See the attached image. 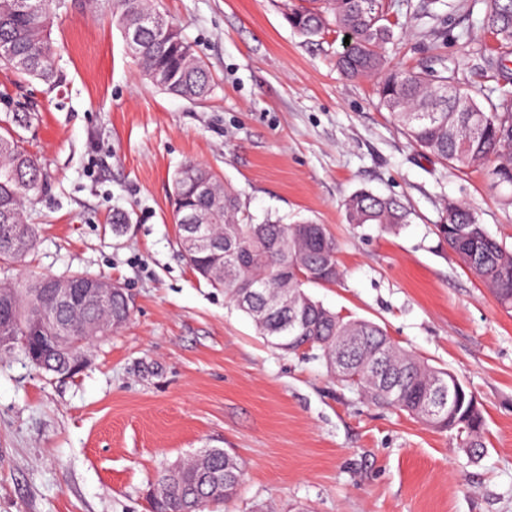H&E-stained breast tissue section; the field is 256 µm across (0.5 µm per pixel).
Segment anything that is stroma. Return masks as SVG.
I'll list each match as a JSON object with an SVG mask.
<instances>
[{"label": "stroma", "instance_id": "1", "mask_svg": "<svg viewBox=\"0 0 512 512\" xmlns=\"http://www.w3.org/2000/svg\"><path fill=\"white\" fill-rule=\"evenodd\" d=\"M212 75L191 102L154 87L111 21L112 0L52 15L61 87L0 67V119L43 169L27 197L38 243L0 283L88 274L120 284L131 317L70 377L0 354V512H150L159 472L205 448L237 457L236 496L208 512H512V312L469 273L441 232L467 202L512 249V187L420 151L384 109L373 79L340 74L344 37L307 41L288 0H156ZM489 0H385L389 65L454 68L485 102L499 82L479 58L498 49ZM193 161L238 194L254 222L309 219L335 238L323 304L385 328L454 373L484 409L486 448L368 401L323 359L281 350L184 261L172 178ZM398 198L410 223H347L357 190Z\"/></svg>", "mask_w": 512, "mask_h": 512}]
</instances>
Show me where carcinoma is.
<instances>
[{"label": "carcinoma", "instance_id": "carcinoma-1", "mask_svg": "<svg viewBox=\"0 0 512 512\" xmlns=\"http://www.w3.org/2000/svg\"><path fill=\"white\" fill-rule=\"evenodd\" d=\"M21 2L0 0V46H9L14 52L12 57H0V63L54 89L62 77L50 39L51 7L65 8L67 0H42L43 8L38 12L21 7ZM116 4L112 19L124 31L140 15L155 13L151 0H116ZM382 20V0H293L288 13L291 27L308 40L322 36L331 26L349 36L339 68L349 77H379L381 105L394 115L416 146L451 167L483 170L495 187L512 185V89L500 86L497 99H487L486 108L455 83L446 65L440 71L386 68L380 48L390 30ZM487 25L501 44L511 45L512 0H490ZM187 46L181 35L174 43L165 42L147 28L139 31L130 51L153 85L187 100L202 101L211 91V76L201 62H189L182 56ZM507 62L505 55L484 57L485 65L511 84L512 69ZM193 177L207 180L214 195L186 201L187 184ZM41 180L38 160L4 129L0 134V261L20 263L36 246L37 230L26 222L22 202L39 190ZM173 203L178 225L188 207L211 213L209 232L224 242V274L219 288L252 318L258 333L275 339L279 348L290 353L319 352L339 381L357 385L371 402L406 412L419 421L421 399L429 387L459 383L450 371L434 368L397 346L380 325L347 319L308 293V285L330 284L340 277L336 240L324 225L309 220L287 224L270 217L255 224L242 210L237 195L208 167L196 162L175 172ZM344 208L349 224L392 228L410 222V212L397 199L369 190L351 194ZM447 221L444 234L448 246L498 304L511 311L512 251L489 235L462 201L448 203ZM48 279L46 275L21 287L1 286L6 298L0 301V316L13 322L19 336L39 310L49 321L70 327L68 340L59 347L50 339L51 332H43V369L58 375L71 371L75 356L82 350L78 342L111 317L124 314L129 301L119 286L111 308L102 309L87 299L74 315L54 307L47 291ZM282 291L288 292V307L264 309V304ZM384 378L398 383L395 395L380 387ZM429 428L459 438L461 448L472 456H479L485 448L480 403L464 388L459 406L435 418ZM242 476L234 456L222 448H210L202 466L185 467L177 475L167 468L159 474L157 482L166 484L168 493L153 502V512H205L215 501L211 484H224V498L230 499Z\"/></svg>", "mask_w": 512, "mask_h": 512}]
</instances>
